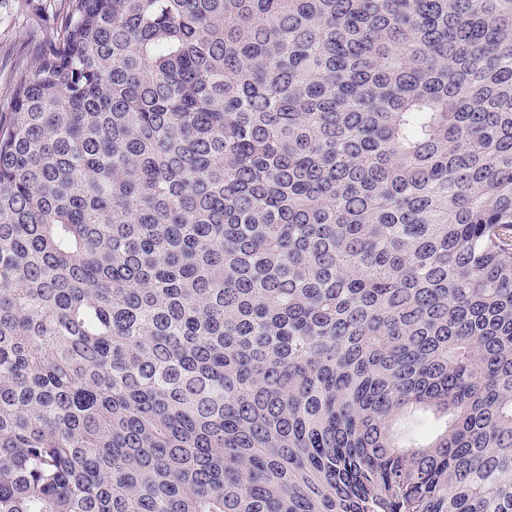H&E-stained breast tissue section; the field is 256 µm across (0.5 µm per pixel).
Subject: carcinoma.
Returning a JSON list of instances; mask_svg holds the SVG:
<instances>
[{
	"instance_id": "carcinoma-1",
	"label": "carcinoma",
	"mask_w": 512,
	"mask_h": 512,
	"mask_svg": "<svg viewBox=\"0 0 512 512\" xmlns=\"http://www.w3.org/2000/svg\"><path fill=\"white\" fill-rule=\"evenodd\" d=\"M0 118V512H512V0H68Z\"/></svg>"
}]
</instances>
